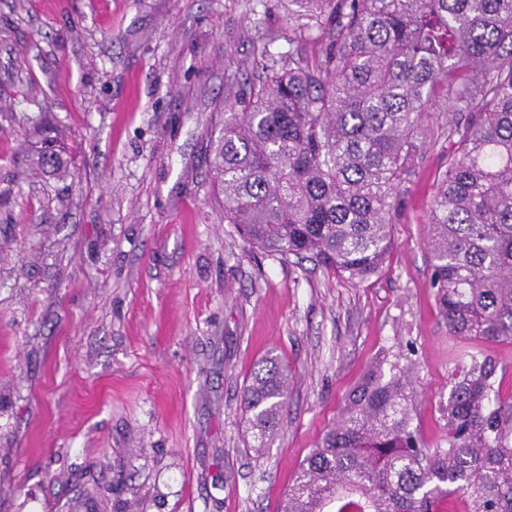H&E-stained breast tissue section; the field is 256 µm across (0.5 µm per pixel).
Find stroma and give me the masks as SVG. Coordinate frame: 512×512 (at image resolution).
<instances>
[{
	"instance_id": "1",
	"label": "stroma",
	"mask_w": 512,
	"mask_h": 512,
	"mask_svg": "<svg viewBox=\"0 0 512 512\" xmlns=\"http://www.w3.org/2000/svg\"><path fill=\"white\" fill-rule=\"evenodd\" d=\"M288 50L286 0H0V512H277L367 367L411 349L415 422L443 441L454 365L428 212V140L393 249L357 283L246 245L208 139L227 79ZM63 135L69 175L25 143ZM279 356L264 455L241 403Z\"/></svg>"
}]
</instances>
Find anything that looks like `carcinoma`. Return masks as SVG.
<instances>
[{
  "instance_id": "cac0c4a2",
  "label": "carcinoma",
  "mask_w": 512,
  "mask_h": 512,
  "mask_svg": "<svg viewBox=\"0 0 512 512\" xmlns=\"http://www.w3.org/2000/svg\"><path fill=\"white\" fill-rule=\"evenodd\" d=\"M297 42L311 51L294 52ZM263 77L228 87L210 165L224 221L251 247L308 258L362 282L393 248L397 193L423 158L425 121L454 150L436 179L431 284L455 364L448 433L427 445L399 350L368 368L341 419L306 457L280 512H512V390L483 352L512 344V0H288V52L261 51ZM33 169L69 173L46 146ZM260 453L288 402L270 357L243 388Z\"/></svg>"
}]
</instances>
